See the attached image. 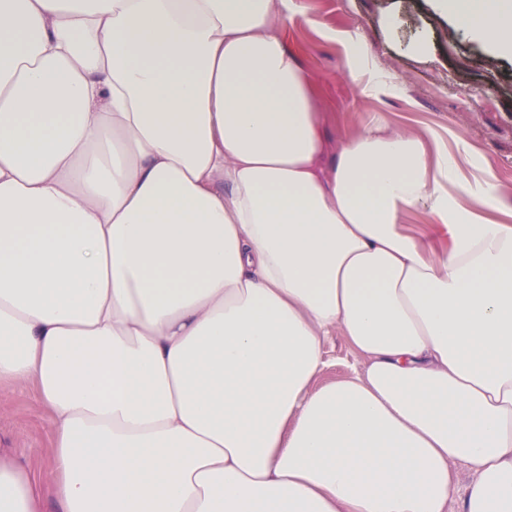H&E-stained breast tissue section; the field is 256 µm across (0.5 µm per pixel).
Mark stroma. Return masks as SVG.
<instances>
[{"label":"stroma","mask_w":512,"mask_h":512,"mask_svg":"<svg viewBox=\"0 0 512 512\" xmlns=\"http://www.w3.org/2000/svg\"><path fill=\"white\" fill-rule=\"evenodd\" d=\"M304 13L289 20L285 34L318 79L320 109L331 146L381 120L443 136L460 133L474 164L496 176L503 201L512 204V60L453 31L450 20L433 13L428 0H304ZM397 24L385 29L382 19ZM358 37L372 65L401 77L402 83L371 94L346 72V51L338 37ZM429 57L411 51L421 37ZM51 419L35 389L0 384V448L32 470L47 466Z\"/></svg>","instance_id":"obj_1"}]
</instances>
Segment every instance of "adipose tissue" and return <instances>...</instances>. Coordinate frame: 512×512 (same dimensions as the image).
Here are the masks:
<instances>
[{"label": "adipose tissue", "mask_w": 512, "mask_h": 512, "mask_svg": "<svg viewBox=\"0 0 512 512\" xmlns=\"http://www.w3.org/2000/svg\"><path fill=\"white\" fill-rule=\"evenodd\" d=\"M431 2L512 56V0ZM301 8L0 0V382L52 421L0 512H512V206L459 134L327 153ZM326 367L319 375L315 386H320L345 377L355 364V356L344 337L339 333L330 336L325 346Z\"/></svg>", "instance_id": "adipose-tissue-1"}]
</instances>
